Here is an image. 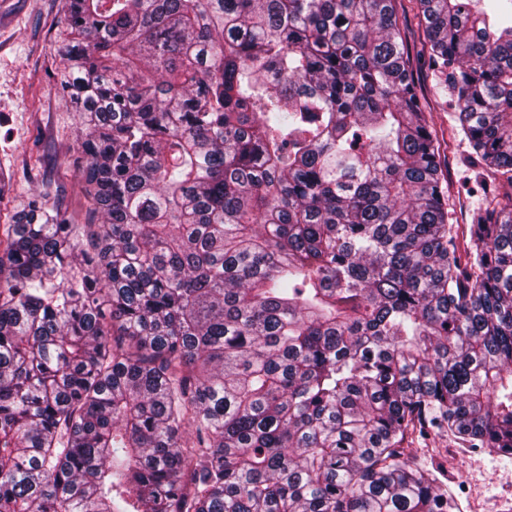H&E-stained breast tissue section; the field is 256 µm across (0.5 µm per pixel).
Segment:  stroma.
Returning a JSON list of instances; mask_svg holds the SVG:
<instances>
[{
  "mask_svg": "<svg viewBox=\"0 0 512 512\" xmlns=\"http://www.w3.org/2000/svg\"><path fill=\"white\" fill-rule=\"evenodd\" d=\"M415 77L428 105L426 118L448 162V221L467 224L490 201L468 171L472 149L463 136H450L458 124L452 95L443 91L424 65V22L415 0H398ZM63 0H0V166L12 171V204L22 207L39 193L82 224L94 223L78 177L79 119L59 94L53 74L62 68ZM419 465L443 463L448 487L463 512H512V460L480 451L422 449Z\"/></svg>",
  "mask_w": 512,
  "mask_h": 512,
  "instance_id": "obj_1",
  "label": "stroma"
}]
</instances>
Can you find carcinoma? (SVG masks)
Returning <instances> with one entry per match:
<instances>
[{"label":"carcinoma","instance_id":"carcinoma-1","mask_svg":"<svg viewBox=\"0 0 512 512\" xmlns=\"http://www.w3.org/2000/svg\"><path fill=\"white\" fill-rule=\"evenodd\" d=\"M491 202L460 248L397 0H65L98 224L0 175V512H461L512 458V0H416ZM448 455L431 448L418 450L419 465L431 469L439 461L448 470V489L461 503L463 512H512V460L478 450L457 452L449 442L437 444Z\"/></svg>","mask_w":512,"mask_h":512}]
</instances>
